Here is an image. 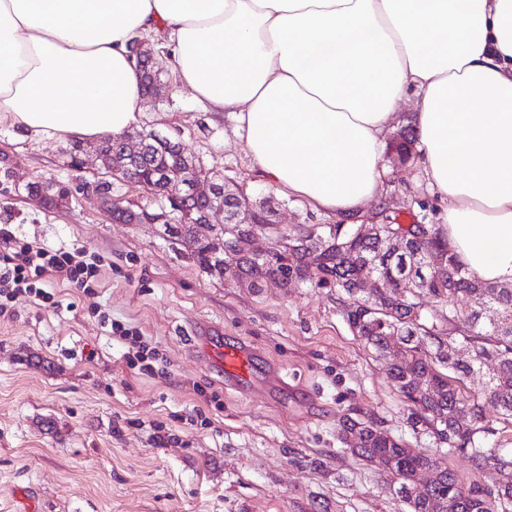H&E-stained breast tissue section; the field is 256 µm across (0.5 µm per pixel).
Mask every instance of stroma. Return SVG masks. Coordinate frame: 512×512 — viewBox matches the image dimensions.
I'll return each mask as SVG.
<instances>
[{
  "label": "stroma",
  "instance_id": "35a3bbf8",
  "mask_svg": "<svg viewBox=\"0 0 512 512\" xmlns=\"http://www.w3.org/2000/svg\"><path fill=\"white\" fill-rule=\"evenodd\" d=\"M156 98L142 100L137 130L177 139L226 185L271 212L252 253L282 252L285 236L378 213L441 224L419 156H384L378 198L341 217L314 210L252 163L231 117L213 118L172 68ZM72 138L26 136L0 124V158L20 184L51 177L73 192L64 207L0 197V224L45 247L100 255L88 292L52 283L55 306L22 303L0 314V512H402L364 461L336 439L360 410L413 448V433L385 361L353 335L345 294L295 281L254 290L232 273L204 272L161 224L113 221L95 194L105 173L69 167ZM110 180V179H107ZM127 207L157 204L140 187L110 180ZM136 328L158 352L150 374L130 369L128 348L98 317ZM254 353L256 382L242 392L196 354L199 328ZM168 435L167 443L156 433Z\"/></svg>",
  "mask_w": 512,
  "mask_h": 512
}]
</instances>
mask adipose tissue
Listing matches in <instances>:
<instances>
[{"label": "adipose tissue", "instance_id": "1", "mask_svg": "<svg viewBox=\"0 0 512 512\" xmlns=\"http://www.w3.org/2000/svg\"><path fill=\"white\" fill-rule=\"evenodd\" d=\"M153 37L259 170L318 210L378 195L385 134L415 91L449 249L512 283V0H0V121L122 132L141 97L128 45Z\"/></svg>", "mask_w": 512, "mask_h": 512}]
</instances>
